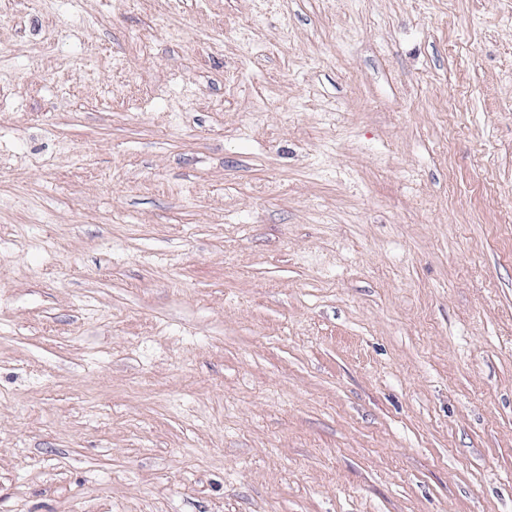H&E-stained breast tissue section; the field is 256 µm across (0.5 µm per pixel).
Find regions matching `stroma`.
<instances>
[{"label": "stroma", "mask_w": 512, "mask_h": 512, "mask_svg": "<svg viewBox=\"0 0 512 512\" xmlns=\"http://www.w3.org/2000/svg\"><path fill=\"white\" fill-rule=\"evenodd\" d=\"M0 512H512V0H0Z\"/></svg>", "instance_id": "35a3bbf8"}]
</instances>
